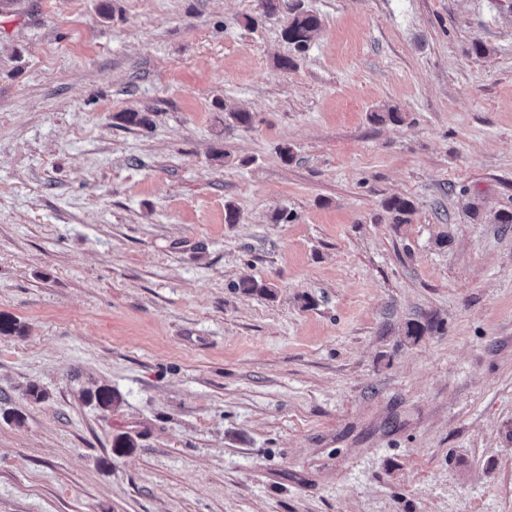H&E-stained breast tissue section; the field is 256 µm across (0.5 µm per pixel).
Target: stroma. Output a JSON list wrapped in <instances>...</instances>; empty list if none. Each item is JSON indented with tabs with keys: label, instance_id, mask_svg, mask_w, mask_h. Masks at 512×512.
I'll use <instances>...</instances> for the list:
<instances>
[{
	"label": "stroma",
	"instance_id": "1",
	"mask_svg": "<svg viewBox=\"0 0 512 512\" xmlns=\"http://www.w3.org/2000/svg\"><path fill=\"white\" fill-rule=\"evenodd\" d=\"M301 2L0 0V512H512V0ZM320 26L321 21L315 13L303 9L300 4H294L289 6L288 22L282 35L297 50L304 51Z\"/></svg>",
	"mask_w": 512,
	"mask_h": 512
}]
</instances>
